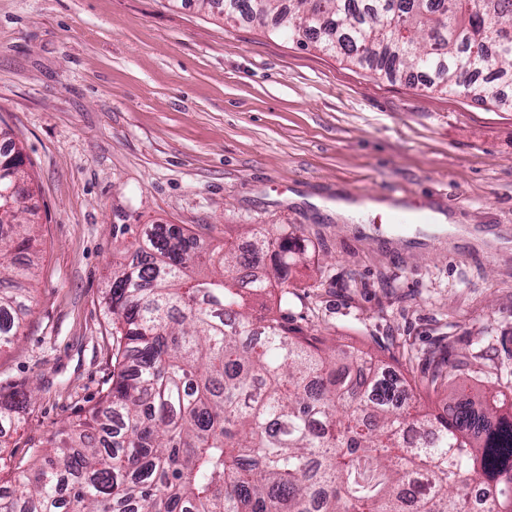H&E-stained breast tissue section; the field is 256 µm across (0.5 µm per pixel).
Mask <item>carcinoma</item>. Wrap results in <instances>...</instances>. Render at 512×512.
<instances>
[{"instance_id":"carcinoma-1","label":"carcinoma","mask_w":512,"mask_h":512,"mask_svg":"<svg viewBox=\"0 0 512 512\" xmlns=\"http://www.w3.org/2000/svg\"><path fill=\"white\" fill-rule=\"evenodd\" d=\"M386 75L512 109V0H198ZM0 164L23 166L0 132ZM34 213L0 223V349L30 311ZM131 234L104 300L117 371L78 419L30 450L0 486V512H512V384L456 383L451 352L423 381L442 411L404 398L384 358L311 336L288 316L283 228H252V251H207L178 224L112 225ZM275 251L272 269L242 273ZM31 395L0 398V438Z\"/></svg>"}]
</instances>
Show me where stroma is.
Returning a JSON list of instances; mask_svg holds the SVG:
<instances>
[{"label": "stroma", "instance_id": "1", "mask_svg": "<svg viewBox=\"0 0 512 512\" xmlns=\"http://www.w3.org/2000/svg\"><path fill=\"white\" fill-rule=\"evenodd\" d=\"M35 174L32 312L0 351L31 393L0 456L19 463L112 381L104 288L116 224H182L205 246L288 227V311L305 333L423 379L451 345L465 385L512 378V110L387 78L193 0H0V129ZM422 201L392 224L339 201ZM425 209L419 204H414L406 207L402 211H391L388 213V219L393 224H410V223H422L429 224L433 220V217L426 214Z\"/></svg>", "mask_w": 512, "mask_h": 512}]
</instances>
